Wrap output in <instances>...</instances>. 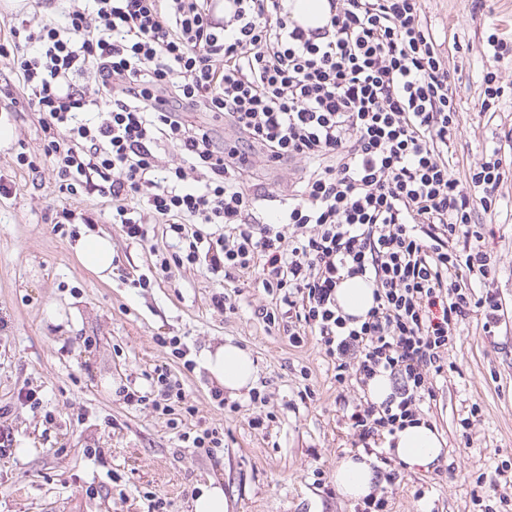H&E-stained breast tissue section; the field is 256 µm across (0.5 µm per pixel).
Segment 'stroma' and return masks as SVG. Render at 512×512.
Segmentation results:
<instances>
[{
	"instance_id": "1",
	"label": "stroma",
	"mask_w": 512,
	"mask_h": 512,
	"mask_svg": "<svg viewBox=\"0 0 512 512\" xmlns=\"http://www.w3.org/2000/svg\"><path fill=\"white\" fill-rule=\"evenodd\" d=\"M423 14L448 58L451 85L461 103L460 134L451 142L453 172L464 177L498 126L512 124V95L495 112L482 113L483 76L512 81V52L494 57L492 25L512 35V0H422ZM0 126L12 139L0 146V178L13 187L0 197V406L15 453L0 458V512H146L147 496L166 512H191L199 486L223 487L228 512H356L334 482L338 462L352 453L346 424L364 401L357 383L338 385L334 363L307 337L293 346L283 329L267 327L256 309L271 299L255 274L225 287L222 274L183 264L159 271L155 252L166 244L164 227L148 224L146 240L129 239L112 221V206L96 192L72 199L60 193L43 153L39 115L23 97L0 94ZM37 171L19 167L18 153ZM256 182L265 192L255 212L267 220L297 162L266 164L253 154ZM496 214L477 213L485 227L504 317L494 335L472 316L456 332L423 416L446 441V455L431 470L400 461L386 485L389 512H512V485L479 486L498 465L512 466V177L500 188ZM75 210L70 232L54 223L57 211ZM109 235L111 272L85 268L79 238ZM148 287L136 285L139 276ZM226 293L230 306L214 308ZM159 336L178 337L183 360L160 347ZM230 342L249 351L257 373L251 391L216 402L214 381L197 362L204 349ZM168 366L183 384L173 417L151 405L125 402L126 387L147 389V373ZM310 389L314 397L301 401ZM36 392L39 405L20 401ZM264 396L253 403L252 392ZM477 409L469 430L460 421ZM264 416L256 429L253 417ZM469 417V416H468ZM217 427L224 446L216 456L191 447L182 432Z\"/></svg>"
}]
</instances>
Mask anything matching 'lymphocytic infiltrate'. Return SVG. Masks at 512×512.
Segmentation results:
<instances>
[{
	"mask_svg": "<svg viewBox=\"0 0 512 512\" xmlns=\"http://www.w3.org/2000/svg\"><path fill=\"white\" fill-rule=\"evenodd\" d=\"M93 2L90 13L70 4L62 25L33 17L0 44L39 114L59 192L96 190L138 241L147 229L132 204L145 200L182 245L161 269L202 263L228 282L258 272L275 302L259 318L287 320L297 346L314 336L338 384L387 374L391 395L357 406L348 428L354 447L388 463L380 440L421 421L458 326L475 313L486 334L501 323L474 217L499 205L512 128L465 179L453 175L462 114L421 0H329L315 29L288 0ZM191 109L222 117L234 140L186 123ZM169 147L181 160L164 170ZM256 148L305 163L271 222L254 220L261 195L246 189ZM351 278L373 286L362 318L337 303ZM146 379L126 402L167 413L182 399L167 366Z\"/></svg>",
	"mask_w": 512,
	"mask_h": 512,
	"instance_id": "obj_1",
	"label": "lymphocytic infiltrate"
}]
</instances>
